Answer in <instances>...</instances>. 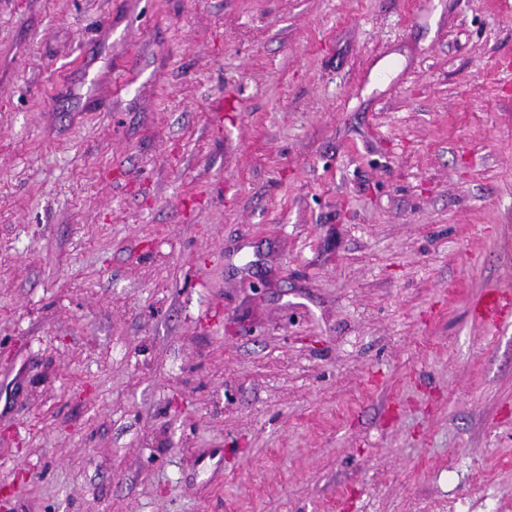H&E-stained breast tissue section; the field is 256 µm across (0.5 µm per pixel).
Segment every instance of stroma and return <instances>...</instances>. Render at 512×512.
I'll use <instances>...</instances> for the list:
<instances>
[{
    "mask_svg": "<svg viewBox=\"0 0 512 512\" xmlns=\"http://www.w3.org/2000/svg\"><path fill=\"white\" fill-rule=\"evenodd\" d=\"M507 59L512 0H0L15 512H512ZM471 317L478 323L494 326L510 324L512 319V292L501 288L488 289L484 297L471 309Z\"/></svg>",
    "mask_w": 512,
    "mask_h": 512,
    "instance_id": "1",
    "label": "stroma"
}]
</instances>
